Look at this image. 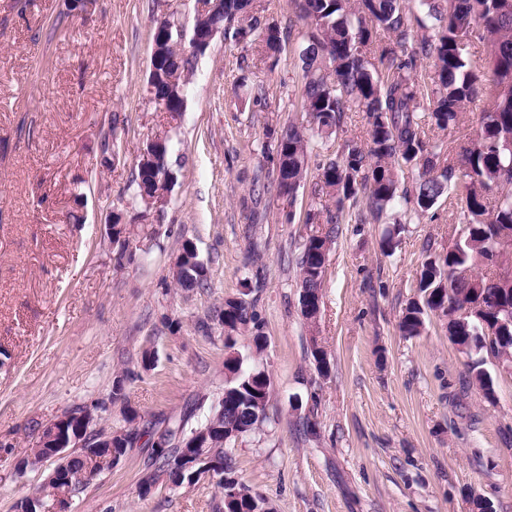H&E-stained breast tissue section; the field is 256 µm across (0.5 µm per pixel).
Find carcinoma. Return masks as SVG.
<instances>
[{
  "label": "carcinoma",
  "instance_id": "obj_1",
  "mask_svg": "<svg viewBox=\"0 0 512 512\" xmlns=\"http://www.w3.org/2000/svg\"><path fill=\"white\" fill-rule=\"evenodd\" d=\"M302 50L303 91L299 101L305 121L287 128L264 147L276 159L275 188L278 197L293 207L308 170L310 145L337 134L343 113L356 109L367 113V139L348 141L344 149L319 168L321 189L336 199V212L321 219L309 210L304 224L312 226L298 261L299 304L321 299L327 258L336 238V225L344 223L345 202L365 198L370 213L380 218L389 212L394 223H402L400 208L417 215L432 210L441 197L460 188L458 205L464 227L448 239V252L422 265L416 288L422 301L408 304L400 321L405 336H418L425 328L426 311L448 315V336L470 340L466 354L480 353L483 324L499 325L504 345L512 354V280L484 271L489 264L503 266L512 250V4L507 0H294ZM253 0H222L220 8L195 23L198 38L209 26L234 30L238 39L255 31ZM470 35L474 51H463L458 43ZM287 34L272 25L257 35L261 55L281 52ZM160 50L150 62L148 82L154 104L176 119L182 106L180 88L192 67V56L178 47L176 39L161 33ZM429 63L427 82L418 80V62ZM486 93L491 107L482 112L475 137L458 149L425 138L424 127L441 131L455 129L465 106ZM154 160L135 169L134 183L141 201L168 189L176 179L168 136L159 137ZM403 163L419 166L418 179L409 187L401 184ZM498 195L490 198L487 190ZM128 225L122 214H112V243L123 260L128 247ZM185 290L208 287L207 268L190 242L182 245L173 272ZM478 307L476 315L462 325L453 318L464 307ZM224 332L225 386L223 400L205 424L210 435L199 446L224 467L234 468L226 443L258 432L266 419L272 394L270 376L261 369L266 336L250 303L227 299L216 310ZM252 336L251 365L244 366L236 351V337ZM470 378L489 402L495 401L493 382L476 360ZM136 410L129 406L127 426L113 430L112 445L128 452L139 441L151 448L152 470L147 479L173 480L170 459L176 447L161 457L152 447L149 432L129 426ZM191 414L179 419L160 416L149 422L170 440L188 436ZM63 468L74 477L70 491L78 494L86 483L78 476L89 471L99 475L109 466L94 456L78 452ZM58 484L38 490L37 507L52 512Z\"/></svg>",
  "mask_w": 512,
  "mask_h": 512
}]
</instances>
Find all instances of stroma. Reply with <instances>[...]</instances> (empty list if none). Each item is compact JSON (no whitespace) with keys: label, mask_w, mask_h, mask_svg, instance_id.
<instances>
[{"label":"stroma","mask_w":512,"mask_h":512,"mask_svg":"<svg viewBox=\"0 0 512 512\" xmlns=\"http://www.w3.org/2000/svg\"><path fill=\"white\" fill-rule=\"evenodd\" d=\"M0 0V512L34 494L53 462L18 471L41 424L76 407L101 426L193 407L203 423L224 392V335L215 310L252 303L264 325L273 384L263 429L233 442L235 475L274 512H473V498L512 512V373L484 368L496 400L470 383V356L428 314L421 335L399 323L418 297L423 262L445 255L463 227L454 196L406 215L390 252L387 219L347 208L323 280L316 327L300 313L297 261L307 210H335L319 168L346 140L364 141L367 115L349 111L335 138L310 149L293 208L275 192L263 152L269 131L301 122L303 44L275 63L232 34L195 61L177 125L148 92L152 29L170 17L192 31L198 0ZM169 131L184 160L162 210L145 212L133 182L138 148ZM120 147L101 164L102 137ZM79 210L84 221L69 223ZM131 225L116 258L113 212ZM193 242L209 285L174 287L173 263ZM179 330H171V321ZM319 343L329 360L319 373ZM152 350L154 364L141 355ZM123 381L127 403L110 399ZM148 451L132 449L77 494L72 512H219L208 480L140 495Z\"/></svg>","instance_id":"obj_1"}]
</instances>
